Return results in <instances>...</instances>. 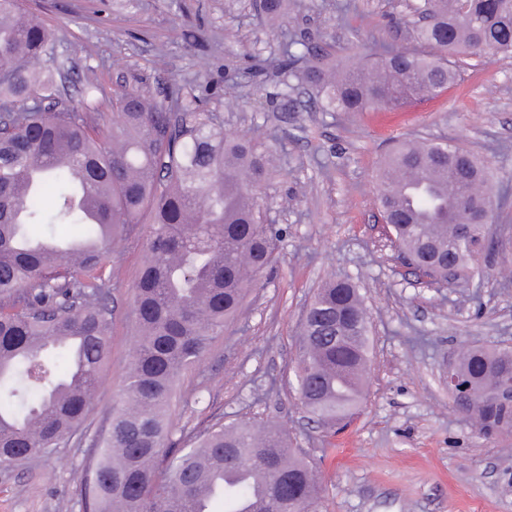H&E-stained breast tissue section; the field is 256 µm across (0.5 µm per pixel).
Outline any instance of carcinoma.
I'll use <instances>...</instances> for the list:
<instances>
[{"label": "carcinoma", "mask_w": 512, "mask_h": 512, "mask_svg": "<svg viewBox=\"0 0 512 512\" xmlns=\"http://www.w3.org/2000/svg\"><path fill=\"white\" fill-rule=\"evenodd\" d=\"M412 9L424 18L414 29L421 50L380 54L370 66L378 80L292 36L281 44L282 69L316 89L323 111L365 112L436 97L456 79L459 53L512 54V0H415ZM54 49L18 0H0V456L19 468L83 433L110 349L112 245L147 218L132 308L138 333L121 405L77 491L83 512H214L217 501L241 512L252 473L266 482L254 512H319L317 475L276 424L217 423L170 447L178 373L238 320L275 262L281 230L263 223L255 194L269 174L266 154L224 132L220 116L176 83L162 104L136 85L115 92L105 131L97 85L85 84L71 107L51 72L33 65ZM491 180L451 141L397 145L376 178L380 208L400 220L389 226L394 245L439 284L450 264L461 278L472 273L487 247L476 221L491 220L478 209ZM368 333L355 285L333 278L317 289L293 372L304 381L301 405L325 426L358 406ZM456 374L475 427L511 434L512 398L491 392L512 380V350L464 348ZM226 470L244 478L228 482ZM212 480L217 491L200 511L196 496Z\"/></svg>", "instance_id": "obj_1"}]
</instances>
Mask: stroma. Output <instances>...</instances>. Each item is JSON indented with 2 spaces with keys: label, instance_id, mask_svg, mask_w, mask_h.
Returning a JSON list of instances; mask_svg holds the SVG:
<instances>
[{
  "label": "stroma",
  "instance_id": "obj_1",
  "mask_svg": "<svg viewBox=\"0 0 512 512\" xmlns=\"http://www.w3.org/2000/svg\"><path fill=\"white\" fill-rule=\"evenodd\" d=\"M298 0L267 19L259 0H22L53 33L59 95L101 88L102 127L112 94L171 83L219 113L224 130L272 157L255 189L265 223L282 228L273 272L245 313L182 370L169 410L172 447L216 422L257 417L288 430L322 478L321 512H512V434L484 436L448 390V364L465 345L512 349V55L462 58L455 84L395 111L325 112L310 88L278 76L280 31L337 61L371 65L378 45L413 47L411 0ZM454 140L482 159L496 184L494 250L452 286L418 281L381 221L374 176L399 141ZM149 227L112 254L111 350L85 436L49 457L0 469V512H82L75 489L90 477L96 441L120 404L137 331L133 284ZM350 280L369 314L366 393L341 429L301 408L290 371L299 321L317 288Z\"/></svg>",
  "mask_w": 512,
  "mask_h": 512
}]
</instances>
